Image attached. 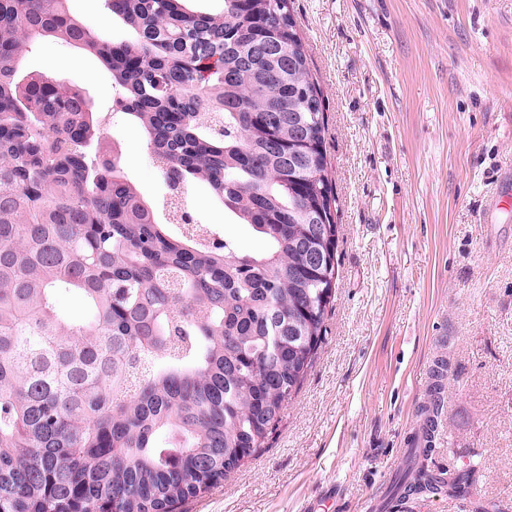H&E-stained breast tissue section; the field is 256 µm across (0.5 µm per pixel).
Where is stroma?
<instances>
[{
	"label": "stroma",
	"instance_id": "obj_1",
	"mask_svg": "<svg viewBox=\"0 0 512 512\" xmlns=\"http://www.w3.org/2000/svg\"><path fill=\"white\" fill-rule=\"evenodd\" d=\"M322 91L339 226L337 278L317 355L256 454L178 512H401L396 472L420 425L438 357L448 362L433 473L475 477L463 497L408 512H512V0H290ZM70 12L112 39L105 0ZM25 69L78 85L120 141L147 197L164 184L142 131L112 115L93 57L38 40ZM200 223L262 250L191 184ZM502 198L492 223L485 208Z\"/></svg>",
	"mask_w": 512,
	"mask_h": 512
}]
</instances>
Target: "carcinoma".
I'll list each match as a JSON object with an SVG mask.
<instances>
[{"label":"carcinoma","mask_w":512,"mask_h":512,"mask_svg":"<svg viewBox=\"0 0 512 512\" xmlns=\"http://www.w3.org/2000/svg\"><path fill=\"white\" fill-rule=\"evenodd\" d=\"M130 36L68 0H0V512H175L258 451L302 384L335 294L321 90L288 0H107ZM112 73V111L171 185L205 184L264 252L158 208L103 159L102 116L76 85L24 70L38 38ZM322 205L328 237L309 222ZM64 294L83 301L72 317ZM426 445L393 491L441 490ZM105 0H69L70 12L89 28L105 33L112 40H121L126 29L119 19L113 18Z\"/></svg>","instance_id":"cac0c4a2"}]
</instances>
